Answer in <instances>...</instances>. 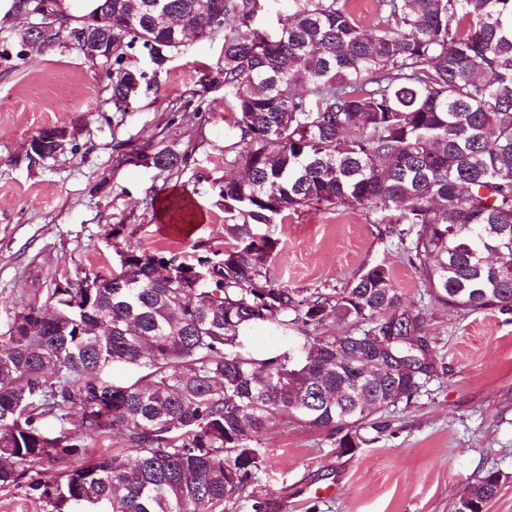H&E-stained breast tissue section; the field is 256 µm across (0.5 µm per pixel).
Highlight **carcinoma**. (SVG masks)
I'll return each instance as SVG.
<instances>
[{
  "label": "carcinoma",
  "instance_id": "1",
  "mask_svg": "<svg viewBox=\"0 0 512 512\" xmlns=\"http://www.w3.org/2000/svg\"><path fill=\"white\" fill-rule=\"evenodd\" d=\"M261 2L97 9H112L106 75L122 112L140 89L132 77L144 79L126 50L142 46L160 69L183 30L223 36V63L207 80L227 92L242 145L233 164L248 177L224 175L234 223L223 260L133 249L118 276L55 283L58 321L28 303L0 333V488L25 479L48 512H224L260 470V436L281 411L310 407L299 423L340 435L349 452L355 428L382 432L388 424L369 417L434 377L425 312L403 304L384 266L299 297L271 282L259 224L301 207L378 211L388 234L412 235L408 260L431 301L512 312V0H375L368 30L351 0H273L288 18L273 33L258 28ZM83 36L80 23H55L44 39L82 50ZM151 159L179 164L164 149ZM331 319L351 330L323 335ZM263 323L305 332L307 349L254 358L246 333ZM115 365L148 373L115 385ZM72 409L75 430H47ZM108 428L125 433L132 462L89 455L87 439ZM44 466L57 472L51 488ZM499 490L498 474L475 478L457 512H485Z\"/></svg>",
  "mask_w": 512,
  "mask_h": 512
}]
</instances>
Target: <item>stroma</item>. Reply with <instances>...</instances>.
<instances>
[{
  "instance_id": "35a3bbf8",
  "label": "stroma",
  "mask_w": 512,
  "mask_h": 512,
  "mask_svg": "<svg viewBox=\"0 0 512 512\" xmlns=\"http://www.w3.org/2000/svg\"><path fill=\"white\" fill-rule=\"evenodd\" d=\"M34 21L23 10L0 19V333L21 304H43L56 281L119 273L128 249L192 263L229 244L219 189L235 156L232 116L223 88L205 80L221 61L222 37L186 41L159 70L146 51H128L127 65L146 78L119 112L101 67L68 44L13 56ZM50 127L74 133L72 144L47 158L30 154L32 138ZM162 149L179 167L147 164ZM379 219L313 206L260 225L275 243L269 275L303 297L385 266L405 303L427 315L437 376L389 408L388 429L365 430L349 454L328 431L281 413L260 441L261 469L226 512H253L258 499L288 512H455L468 484L488 472L501 486L486 512H512V314L433 304Z\"/></svg>"
}]
</instances>
